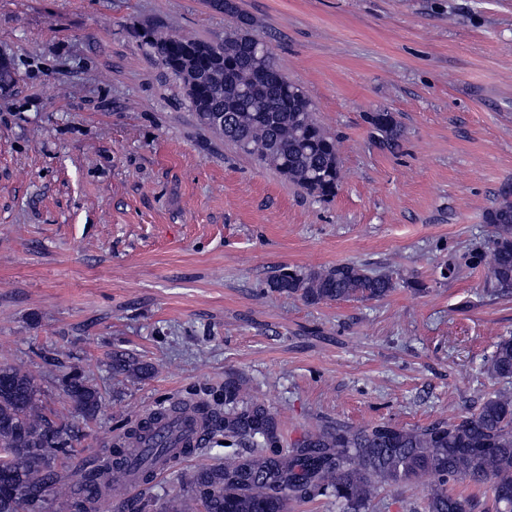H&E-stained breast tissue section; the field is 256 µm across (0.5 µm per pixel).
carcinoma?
<instances>
[{
    "label": "carcinoma",
    "instance_id": "1",
    "mask_svg": "<svg viewBox=\"0 0 512 512\" xmlns=\"http://www.w3.org/2000/svg\"><path fill=\"white\" fill-rule=\"evenodd\" d=\"M246 16L237 15L236 30L219 41L163 38L143 34L157 61L179 80L199 122L241 152L253 155L315 199L336 196L341 169L336 139L317 121L316 108L302 87L282 79L276 58L265 47L252 66L245 65L258 42ZM224 75L216 86L210 75ZM371 137L394 150L402 137L391 112L366 117ZM495 228L476 256L487 265L486 286L495 296L512 295V192L486 214ZM399 282L390 274L374 275L358 264L307 272L282 269L268 288L300 297L309 305L351 298L382 300ZM499 388L488 393L472 413L448 422L405 430L390 424L353 428L340 422L308 431L296 448L272 455L253 453L222 465L179 470L176 480L186 495L165 504V512H190L201 502L205 512H288L300 496H332L340 512H368L386 486L409 485L429 478L428 492L415 512H471L473 501L455 494L462 481L490 486L495 512H512V336H502L486 364ZM115 375L148 376L152 367L123 354L112 356ZM63 391L85 417L96 414L99 391L76 374L64 376ZM242 385L224 386V414L213 427L224 436L257 447L279 441L275 416L260 406L243 407ZM78 439L74 426L52 418L41 400L36 377L20 365H0V512L35 510L58 484L55 453ZM151 448L112 449L109 458L77 474L59 512H86L94 495L112 494L121 461L139 457L140 478H153Z\"/></svg>",
    "mask_w": 512,
    "mask_h": 512
}]
</instances>
